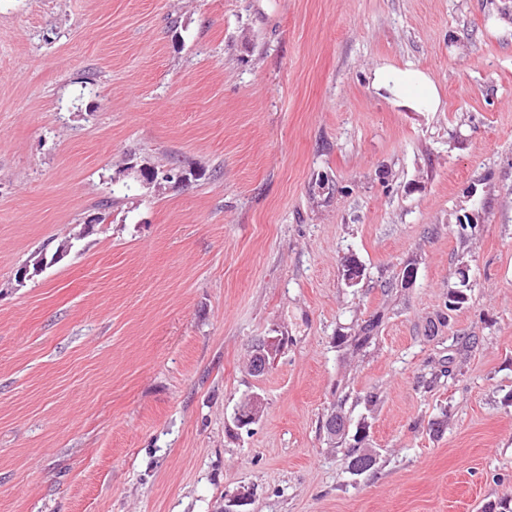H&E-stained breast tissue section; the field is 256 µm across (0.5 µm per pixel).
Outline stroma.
<instances>
[{"label":"stroma","mask_w":512,"mask_h":512,"mask_svg":"<svg viewBox=\"0 0 512 512\" xmlns=\"http://www.w3.org/2000/svg\"><path fill=\"white\" fill-rule=\"evenodd\" d=\"M385 65L429 73L439 110L376 93ZM171 166L190 183L140 175ZM243 491L247 512L512 500V0H0V512ZM282 340V338L274 336L267 337L259 341V343L256 345V353L253 355V358L257 357L253 363V371L255 376L260 377L267 373L271 367V364L274 362L275 357L281 349ZM263 404V399L259 394L248 395L237 410V424L246 426L255 423L260 416Z\"/></svg>","instance_id":"stroma-1"}]
</instances>
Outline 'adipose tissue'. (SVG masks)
<instances>
[{
	"mask_svg": "<svg viewBox=\"0 0 512 512\" xmlns=\"http://www.w3.org/2000/svg\"><path fill=\"white\" fill-rule=\"evenodd\" d=\"M371 85L375 91H384L395 100L409 103L423 112L437 111L440 97L432 77L419 69H397L384 66L375 69Z\"/></svg>",
	"mask_w": 512,
	"mask_h": 512,
	"instance_id": "1",
	"label": "adipose tissue"
}]
</instances>
